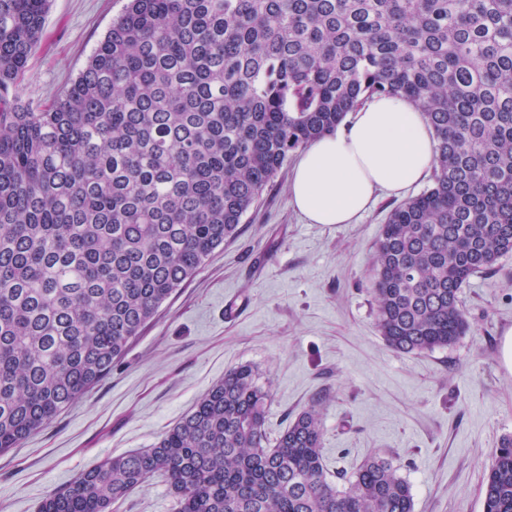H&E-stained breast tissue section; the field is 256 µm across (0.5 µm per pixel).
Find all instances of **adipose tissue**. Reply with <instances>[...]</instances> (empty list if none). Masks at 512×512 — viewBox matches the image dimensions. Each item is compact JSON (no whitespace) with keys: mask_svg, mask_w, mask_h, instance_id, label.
I'll list each match as a JSON object with an SVG mask.
<instances>
[{"mask_svg":"<svg viewBox=\"0 0 512 512\" xmlns=\"http://www.w3.org/2000/svg\"><path fill=\"white\" fill-rule=\"evenodd\" d=\"M435 136L422 112L400 96H375L336 133L306 147L289 180L296 208L311 224H350L374 195L399 196L428 176Z\"/></svg>","mask_w":512,"mask_h":512,"instance_id":"adipose-tissue-1","label":"adipose tissue"}]
</instances>
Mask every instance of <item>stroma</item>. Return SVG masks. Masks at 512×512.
<instances>
[{"label":"stroma","mask_w":512,"mask_h":512,"mask_svg":"<svg viewBox=\"0 0 512 512\" xmlns=\"http://www.w3.org/2000/svg\"><path fill=\"white\" fill-rule=\"evenodd\" d=\"M127 0H49L19 97L35 107L71 85ZM284 166L217 248L160 307L88 393L19 447L0 453V512H38L50 493L107 458L151 447L225 372L256 368L276 439L323 401L322 455L331 476L367 457L391 459L414 512H483L490 454L512 434V254L460 294L470 323L453 347L389 348L375 314L373 259L396 196L379 195L352 224H309ZM112 512H176L164 479Z\"/></svg>","instance_id":"stroma-1"}]
</instances>
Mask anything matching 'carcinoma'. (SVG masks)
<instances>
[{
	"label": "carcinoma",
	"instance_id": "1",
	"mask_svg": "<svg viewBox=\"0 0 512 512\" xmlns=\"http://www.w3.org/2000/svg\"><path fill=\"white\" fill-rule=\"evenodd\" d=\"M48 0H0V452L92 389L158 308L240 232L289 153L374 95L435 132L433 185L377 243L378 327L455 345L470 277L512 253V0H128L86 67L33 109L16 89ZM271 396L232 369L150 448L39 512H112L157 475L177 512H413L380 455L331 479L321 402L269 444ZM484 512H512V435Z\"/></svg>",
	"mask_w": 512,
	"mask_h": 512
}]
</instances>
